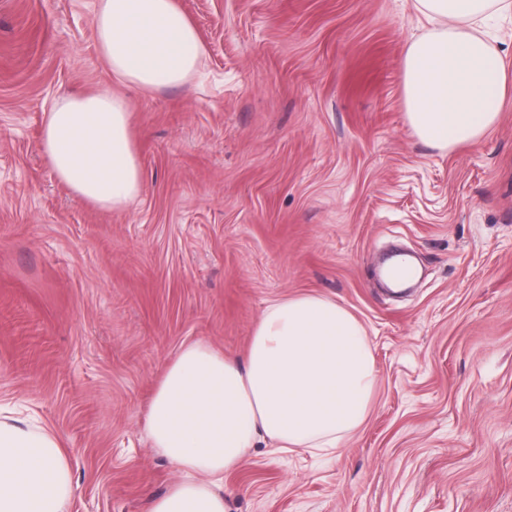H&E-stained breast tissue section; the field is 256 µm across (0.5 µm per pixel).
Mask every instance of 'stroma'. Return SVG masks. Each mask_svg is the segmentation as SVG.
<instances>
[{"instance_id":"1","label":"stroma","mask_w":512,"mask_h":512,"mask_svg":"<svg viewBox=\"0 0 512 512\" xmlns=\"http://www.w3.org/2000/svg\"><path fill=\"white\" fill-rule=\"evenodd\" d=\"M202 74L113 79L96 0H0V403L70 461L68 512H144L179 471L153 448L154 385L180 348L244 351L267 306L328 297L364 325L377 385L336 451L251 449L230 512H512V101L452 152L413 134L401 59L412 0H176ZM122 97L143 190L74 201L44 115ZM402 244L422 276L381 288Z\"/></svg>"}]
</instances>
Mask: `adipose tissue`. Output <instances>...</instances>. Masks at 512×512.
Listing matches in <instances>:
<instances>
[{
  "label": "adipose tissue",
  "mask_w": 512,
  "mask_h": 512,
  "mask_svg": "<svg viewBox=\"0 0 512 512\" xmlns=\"http://www.w3.org/2000/svg\"><path fill=\"white\" fill-rule=\"evenodd\" d=\"M429 25L402 57L403 99L414 135L441 152L480 141L512 99V69L484 29L512 19V0H414ZM100 53L122 83L181 87L204 48L176 0H97ZM40 150L75 199L128 208L142 191L125 100L84 93L45 113ZM377 381L369 338L335 301L304 294L272 302L246 350L202 341L166 364L147 430L181 472L147 512H229L224 475L250 448L329 451L364 422ZM73 495L58 438L0 407V512H67Z\"/></svg>",
  "instance_id": "adipose-tissue-1"
}]
</instances>
